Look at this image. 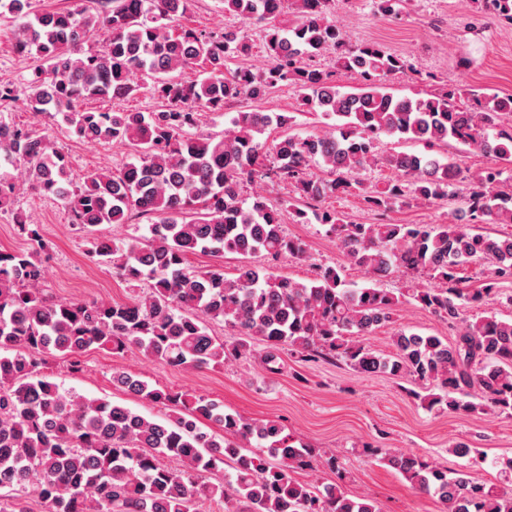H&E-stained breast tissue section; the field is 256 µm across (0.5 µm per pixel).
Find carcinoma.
Returning a JSON list of instances; mask_svg holds the SVG:
<instances>
[{"instance_id": "carcinoma-1", "label": "carcinoma", "mask_w": 512, "mask_h": 512, "mask_svg": "<svg viewBox=\"0 0 512 512\" xmlns=\"http://www.w3.org/2000/svg\"><path fill=\"white\" fill-rule=\"evenodd\" d=\"M333 0H224V12L245 27L260 26L272 63L257 75L228 67L251 45L239 27L206 33L179 24L189 0H103L89 13L77 5L31 11V0H0L19 20L16 51L40 65L27 80L30 111L61 118L81 141L118 143L134 160L115 170L90 172L68 188L69 161L46 135L0 119V212H14L17 190L31 187L65 200L71 224L91 235V254L130 283L148 291L129 303L62 301L41 285L45 260L35 253L0 251V512H27L34 494L50 512H198L202 499L219 497L225 512H378L373 501L350 496L337 483L321 488L292 473L310 466L313 450L274 421L256 422L224 411L204 397L154 387L124 372L112 381L133 395L171 410L148 419L102 398L64 390L43 374L44 354L69 357L82 370L91 348L121 354L136 348L174 369H207L250 353L247 339L269 352L288 349L311 360L334 359L362 374H389L430 390L408 393L430 409L512 415V319L466 309L505 302L498 284L512 281V235L493 237L479 224H512V94L451 87L400 97L388 83L410 70L408 59L374 43L345 46L341 24L329 19ZM406 0H375L377 13L397 16ZM476 12L512 26V0H475ZM103 50L80 53L97 32ZM344 48L337 63L358 84L341 89L315 58ZM193 69L182 81L179 70ZM166 101L158 112L80 109L89 99H125L141 89L136 77ZM295 87L303 105L335 120L331 129L301 137L265 133L292 117L256 108L240 110L222 133L199 130L202 113L229 102L255 101L281 84ZM383 137L432 145L455 143L492 158L469 174L449 158L391 152L378 155ZM384 165L395 177L367 185L362 173ZM269 181L293 188L282 202L245 184ZM466 185L465 208L447 224H348L321 203L358 196L383 216L415 202L451 199ZM158 216L150 237L127 241L94 236L101 224H128ZM327 227L368 283L347 282L323 265L299 282L251 261L257 255L307 259L306 244L289 236L285 217ZM239 254L235 277L221 270L195 274L187 256ZM492 263L473 286L466 268ZM424 273L428 288L399 294L376 287L395 271ZM415 304L448 324L454 339L402 329L383 354L366 344L376 329L394 323ZM222 321L226 339L209 334L204 319ZM478 389L481 400H470ZM209 421L219 434L202 431ZM257 442L267 455L252 453ZM176 460L180 468L165 464ZM382 461L419 491L435 496L444 512H512V488L478 482L461 469L439 467L415 454L387 451ZM220 465L222 486L199 481Z\"/></svg>"}]
</instances>
